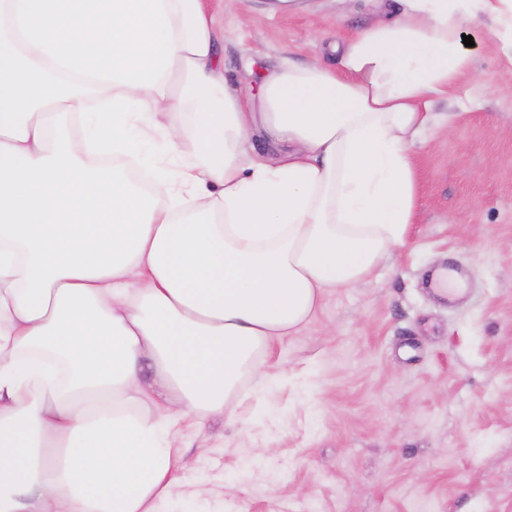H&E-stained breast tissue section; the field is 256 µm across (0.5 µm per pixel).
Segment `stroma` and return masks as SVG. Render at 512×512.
Segmentation results:
<instances>
[{
    "instance_id": "stroma-1",
    "label": "stroma",
    "mask_w": 512,
    "mask_h": 512,
    "mask_svg": "<svg viewBox=\"0 0 512 512\" xmlns=\"http://www.w3.org/2000/svg\"><path fill=\"white\" fill-rule=\"evenodd\" d=\"M393 5L212 0L224 78L256 99L259 72L335 63L330 44ZM472 37V71L409 144L404 242L276 346L283 382L247 383L227 417L183 432L161 512H512V64ZM442 266L466 277L460 297L430 286Z\"/></svg>"
}]
</instances>
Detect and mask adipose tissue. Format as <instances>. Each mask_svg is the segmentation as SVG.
Wrapping results in <instances>:
<instances>
[{
	"instance_id": "1",
	"label": "adipose tissue",
	"mask_w": 512,
	"mask_h": 512,
	"mask_svg": "<svg viewBox=\"0 0 512 512\" xmlns=\"http://www.w3.org/2000/svg\"><path fill=\"white\" fill-rule=\"evenodd\" d=\"M206 2L0 0V512H159L183 428L405 238L408 143L467 31L512 43V0H397L247 105ZM89 89L94 130L63 142ZM258 123L287 151L255 153ZM157 138L190 160L143 187Z\"/></svg>"
}]
</instances>
